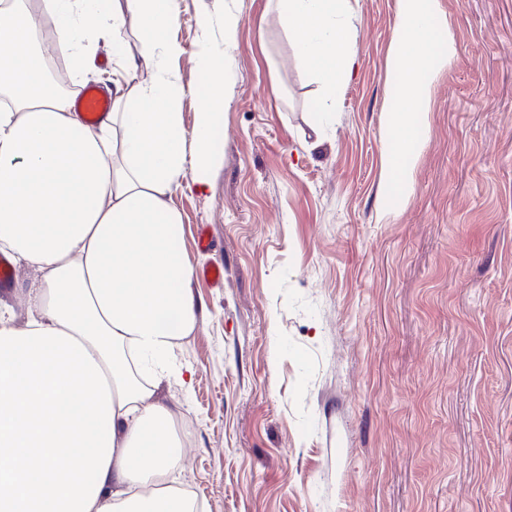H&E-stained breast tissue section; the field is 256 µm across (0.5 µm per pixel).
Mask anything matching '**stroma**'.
Instances as JSON below:
<instances>
[{
  "instance_id": "35a3bbf8",
  "label": "stroma",
  "mask_w": 512,
  "mask_h": 512,
  "mask_svg": "<svg viewBox=\"0 0 512 512\" xmlns=\"http://www.w3.org/2000/svg\"><path fill=\"white\" fill-rule=\"evenodd\" d=\"M358 67L320 124L318 85L268 0H177L165 60L199 110L224 57V149L206 192L197 326L163 384L205 512H512V0H439L457 42L436 78L404 209L381 212L397 0H349ZM237 21L232 46L224 18Z\"/></svg>"
}]
</instances>
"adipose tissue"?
<instances>
[{
    "mask_svg": "<svg viewBox=\"0 0 512 512\" xmlns=\"http://www.w3.org/2000/svg\"><path fill=\"white\" fill-rule=\"evenodd\" d=\"M0 0V252L32 273L26 317L0 310V512H201L170 479L183 444L160 395L169 355L198 320L195 268L173 203L184 178L198 190L223 149L224 63L201 58L200 110L186 130L183 88L160 75L181 54L174 0ZM335 118L357 57L348 0H268ZM438 0H398L383 114L380 209H403L427 140L421 105L457 56ZM55 50L83 68L88 37L117 59L112 110L96 125L49 89L34 66L43 15ZM140 34L131 53L127 32Z\"/></svg>",
    "mask_w": 512,
    "mask_h": 512,
    "instance_id": "1",
    "label": "adipose tissue"
}]
</instances>
